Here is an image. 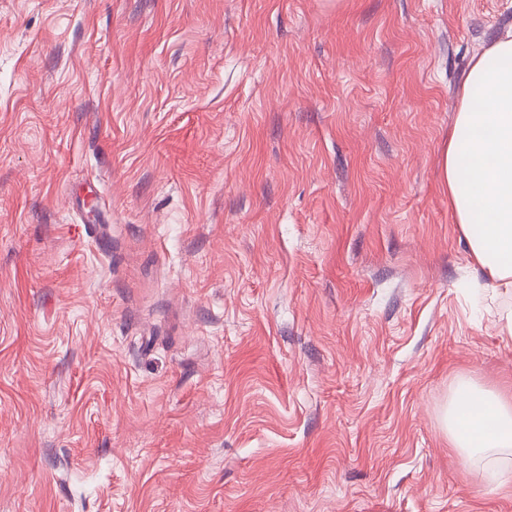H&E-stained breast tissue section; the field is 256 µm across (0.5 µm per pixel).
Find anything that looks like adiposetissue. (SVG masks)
I'll list each match as a JSON object with an SVG mask.
<instances>
[{"label":"adipose tissue","instance_id":"1","mask_svg":"<svg viewBox=\"0 0 512 512\" xmlns=\"http://www.w3.org/2000/svg\"><path fill=\"white\" fill-rule=\"evenodd\" d=\"M448 204L472 259L495 287L512 289V38L475 56L442 152ZM455 447H512V396L458 381L446 413Z\"/></svg>","mask_w":512,"mask_h":512}]
</instances>
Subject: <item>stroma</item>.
Instances as JSON below:
<instances>
[{
	"label": "stroma",
	"mask_w": 512,
	"mask_h": 512,
	"mask_svg": "<svg viewBox=\"0 0 512 512\" xmlns=\"http://www.w3.org/2000/svg\"><path fill=\"white\" fill-rule=\"evenodd\" d=\"M512 0H0V512H512L444 413L512 311L440 156Z\"/></svg>",
	"instance_id": "obj_1"
}]
</instances>
